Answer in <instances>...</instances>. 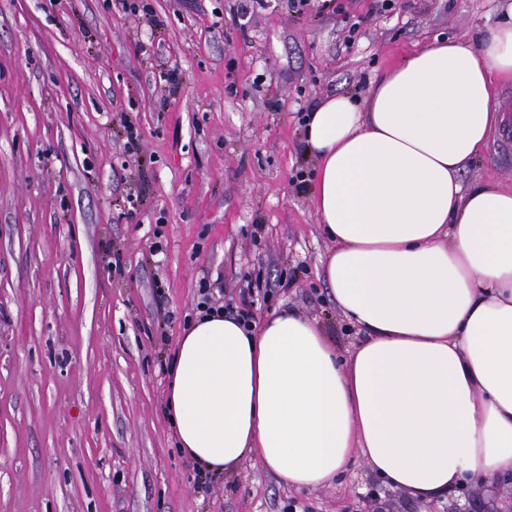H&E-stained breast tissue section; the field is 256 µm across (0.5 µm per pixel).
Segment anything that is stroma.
Masks as SVG:
<instances>
[{"label": "stroma", "instance_id": "35a3bbf8", "mask_svg": "<svg viewBox=\"0 0 512 512\" xmlns=\"http://www.w3.org/2000/svg\"><path fill=\"white\" fill-rule=\"evenodd\" d=\"M336 2L0 0V512H363L360 457L326 487L246 460L198 492L163 416L200 288L359 344L319 275L303 117L479 40L501 0ZM460 178L512 188L501 133Z\"/></svg>", "mask_w": 512, "mask_h": 512}]
</instances>
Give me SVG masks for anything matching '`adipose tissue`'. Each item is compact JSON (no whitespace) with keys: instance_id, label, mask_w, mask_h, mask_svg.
<instances>
[{"instance_id":"1","label":"adipose tissue","mask_w":512,"mask_h":512,"mask_svg":"<svg viewBox=\"0 0 512 512\" xmlns=\"http://www.w3.org/2000/svg\"><path fill=\"white\" fill-rule=\"evenodd\" d=\"M512 81V2L476 45L438 40L305 123L312 193L334 247L321 275L366 338L350 358L317 320L258 329L198 313L169 372L181 453L222 474L247 457L297 489L354 454L392 487L444 500L512 473V190L459 174Z\"/></svg>"}]
</instances>
